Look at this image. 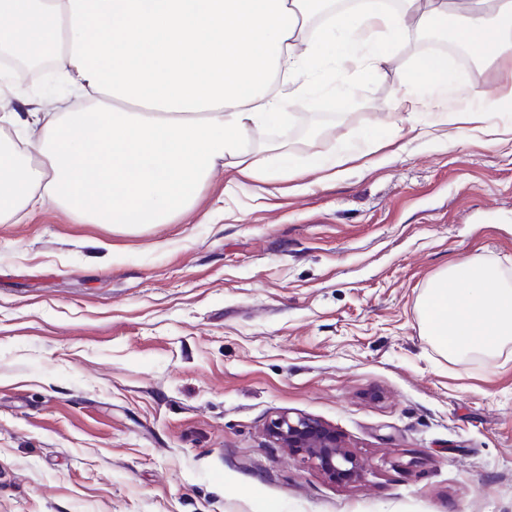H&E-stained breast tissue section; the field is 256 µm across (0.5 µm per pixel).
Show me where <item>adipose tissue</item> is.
I'll list each match as a JSON object with an SVG mask.
<instances>
[{"mask_svg": "<svg viewBox=\"0 0 512 512\" xmlns=\"http://www.w3.org/2000/svg\"><path fill=\"white\" fill-rule=\"evenodd\" d=\"M425 29L512 65V0H357L345 12L334 0H0V46L20 57L61 49L70 97L63 112L0 114L38 152L0 141V222L47 197L91 224H162L216 168L244 191L281 170L303 177L286 169L285 144L253 147L248 132L304 101L312 72L340 98L349 65L374 77L394 44ZM401 87L395 108L444 113L460 85L444 59L427 58ZM422 307L426 336L448 356L491 358L512 343V279L479 258L431 280Z\"/></svg>", "mask_w": 512, "mask_h": 512, "instance_id": "obj_1", "label": "adipose tissue"}]
</instances>
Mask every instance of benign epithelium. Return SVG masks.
Wrapping results in <instances>:
<instances>
[{
  "mask_svg": "<svg viewBox=\"0 0 512 512\" xmlns=\"http://www.w3.org/2000/svg\"><path fill=\"white\" fill-rule=\"evenodd\" d=\"M266 433L275 447L301 457L333 481L354 484L364 479L363 459L319 419L282 412L269 421Z\"/></svg>",
  "mask_w": 512,
  "mask_h": 512,
  "instance_id": "obj_1",
  "label": "benign epithelium"
}]
</instances>
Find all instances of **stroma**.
<instances>
[{
  "instance_id": "35a3bbf8",
  "label": "stroma",
  "mask_w": 512,
  "mask_h": 512,
  "mask_svg": "<svg viewBox=\"0 0 512 512\" xmlns=\"http://www.w3.org/2000/svg\"><path fill=\"white\" fill-rule=\"evenodd\" d=\"M448 38L398 43L334 118L312 83L278 126L290 164L389 137L335 177L262 196L215 171L167 224H83L47 202L0 223V512H512V352L451 358L422 327L432 278L466 257L512 277V112L460 97L447 124L394 111ZM64 110L56 73L0 93ZM336 428L366 463L328 480L273 447L278 413Z\"/></svg>"
}]
</instances>
